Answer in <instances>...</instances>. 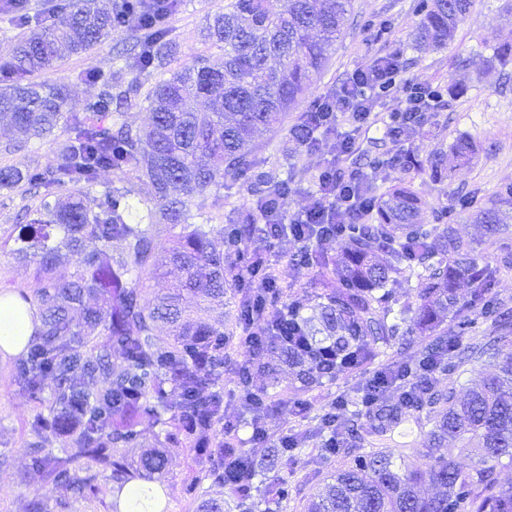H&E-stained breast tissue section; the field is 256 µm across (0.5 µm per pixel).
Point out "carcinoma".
Returning a JSON list of instances; mask_svg holds the SVG:
<instances>
[{
  "instance_id": "carcinoma-1",
  "label": "carcinoma",
  "mask_w": 512,
  "mask_h": 512,
  "mask_svg": "<svg viewBox=\"0 0 512 512\" xmlns=\"http://www.w3.org/2000/svg\"><path fill=\"white\" fill-rule=\"evenodd\" d=\"M472 5L473 0H419L416 46H446ZM177 6L178 0H168L140 20L128 0H67L48 19L33 22L19 15V23L33 28L11 39L0 59V121L29 140L59 127L66 132L46 168L0 167V189L30 186L42 197L38 216L20 225L15 239L16 256L35 265L41 322L16 362V376L41 405L34 432L69 435L77 448L40 449L32 465L77 498L96 495V470H110L112 512H120L127 484L162 483V450L145 451L131 462L119 455L121 448L139 446L143 418L159 427L162 449L207 448L224 420V291L233 259L224 251V231L194 219L206 208L207 192L228 181L260 195L265 205L279 204L288 184L258 171L254 136L299 105L332 54L351 0H285L276 12L268 0H228L203 31L222 54L200 56L143 94L139 74L165 69L179 53L164 24ZM123 28L146 30L125 58L131 78L118 83L110 70H87L85 81L98 93L83 111H71L68 86L49 78L59 70L60 47L88 55ZM200 98L211 106L203 118L195 110ZM142 101L148 103L142 126L113 110L115 104L131 109ZM294 134L303 144L318 145L315 129L303 120ZM450 153L466 163L474 149L460 138ZM106 170L132 187L107 186L91 194ZM135 193L144 197V215L129 202ZM365 204L369 223L352 225L336 254L311 255L324 288L314 313L304 314V299L288 300L305 356L266 337L263 347L247 353L241 371L245 395L267 397V387L253 384V378L276 383L284 364L294 369L298 389L321 387L374 357L377 345L405 340L403 325L410 320L434 330L445 318L480 305L493 328L509 323L512 315L487 300L497 268L480 264L473 243L452 225L427 231L416 223L418 202L409 188L394 186L380 196L370 189ZM504 206L512 207V185L497 205L474 215L489 239L508 230L512 217ZM177 227L170 243L161 242L163 231ZM235 230L245 245L264 227L245 219ZM115 243L122 250L110 261L107 250ZM64 251L80 258L68 279L55 272ZM168 266L183 273L176 292L150 295L147 283ZM405 273L419 279L421 303L396 311L388 285ZM463 284L470 288L467 299L458 294ZM162 325L169 336L159 334ZM501 340L492 337L470 348L466 358L482 360L488 373L464 396L423 385L410 398L384 402L377 412L383 426L410 409L427 406L437 413L425 445L434 460L433 495L420 494L422 473L405 463L410 450L371 451L355 456L307 512H512V487H503L497 473L502 458L512 460V350L503 349ZM327 345L336 350L334 365L316 362V352ZM452 348L448 332L435 335L422 351V366L445 369ZM100 381L104 386L98 388ZM450 440L476 456L472 469L456 467L447 454ZM228 455L243 487L241 512H257L261 504L263 512H277L288 498V482L265 481L261 464L243 450L233 448Z\"/></svg>"
}]
</instances>
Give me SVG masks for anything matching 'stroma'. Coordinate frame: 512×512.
Returning <instances> with one entry per match:
<instances>
[{
  "mask_svg": "<svg viewBox=\"0 0 512 512\" xmlns=\"http://www.w3.org/2000/svg\"><path fill=\"white\" fill-rule=\"evenodd\" d=\"M412 4L413 0H352V15L328 65L314 76L298 108L258 135L257 155L265 168L292 174L282 201L283 210L290 216L309 208L318 190L315 178L331 164L344 176L370 179L372 188L380 193L394 185L410 187L419 199V223L433 225L440 213H447L448 223L461 237L475 240L478 261L499 270L489 299L512 308V271L500 267L504 253L512 250V231L505 240L484 241L481 225L472 223L469 210L457 202L458 197L469 196L488 207L496 202L502 187L512 185V63L502 69L488 64L494 47L512 46V0H474L454 40L439 50L415 47L413 34L419 19ZM223 9L224 0H181L169 19L171 34L181 45L173 68L191 65L196 56L210 53L211 47L203 37L205 18ZM135 37L134 31H121L90 55L63 59L58 75L69 87L73 110H83L97 93L94 86L79 80L87 69H108L113 79H124L116 52ZM395 50L400 53L396 83L387 96L376 102L370 118L355 124L347 113L337 115V133L348 135L352 141L349 153L336 158L328 150L309 148L293 139L291 130L305 109L319 99L337 95L357 70ZM408 81L443 85L449 94L442 103L422 113L416 126L397 140L388 133L389 114L402 107L403 86ZM462 137L474 144L473 159L465 165L449 162L448 178L434 179L430 170L434 154ZM64 138L61 131L46 140L25 143L0 136V166L46 167ZM383 153L393 156L395 162L386 170L374 171L373 161ZM39 205V197L24 190L0 192V293L30 297L38 287L32 266L20 262L12 249L26 212ZM241 208L256 211V196L237 185L215 187L208 193L205 216L210 224L220 228L235 223ZM297 249L294 241L286 240L274 243L267 253L275 269L288 273L285 287L271 297V304H281L295 294L311 300L319 291L314 268H290V258ZM430 339V332L413 326L404 344L385 348L362 368L346 369L323 387L306 392L275 389L268 399L271 410L263 421L270 434L265 441L254 439L251 428L245 424L250 413L244 406L238 374L246 352L239 337L230 339L224 347V414L236 421L238 427L227 436V443L261 457L283 433L293 434L298 440L296 448L280 452L276 470L268 474L269 479L283 477L288 481V498L279 512H306L308 503L317 497L324 484L352 463L347 448L333 454L321 450L327 436L322 420L340 396L348 404L338 414L339 431H346L350 422H357L362 448H411L415 454L409 459L410 465L423 472L429 470L432 461L420 455L419 450L434 424L432 413L424 410L405 415L381 430L376 421L362 413L357 397L373 372L391 361L418 368L422 349ZM15 362V357L0 356V512H112L110 472L99 474L97 497L77 499L33 469L31 443L54 450L65 446L67 439L56 433L35 435L31 426L34 403L17 380ZM297 399L309 403L306 413L299 417L292 410ZM211 467V462L202 460L196 452L170 449L164 479L165 512H198L197 498L185 492L186 483L194 476L200 478L208 497L223 501L224 512H239L234 492L212 482Z\"/></svg>",
  "mask_w": 512,
  "mask_h": 512,
  "instance_id": "obj_1",
  "label": "stroma"
}]
</instances>
